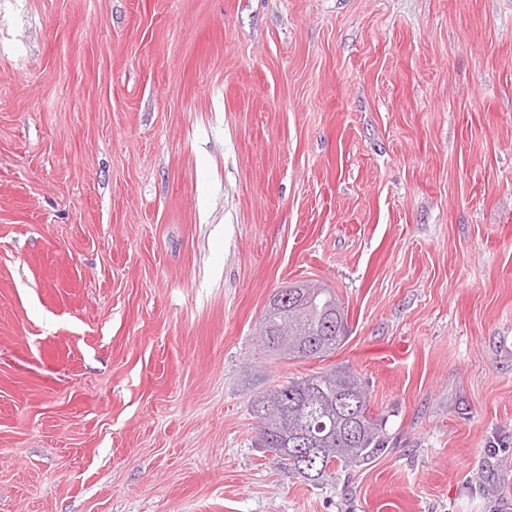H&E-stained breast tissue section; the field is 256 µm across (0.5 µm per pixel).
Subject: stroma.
<instances>
[{
	"label": "stroma",
	"instance_id": "35a3bbf8",
	"mask_svg": "<svg viewBox=\"0 0 512 512\" xmlns=\"http://www.w3.org/2000/svg\"><path fill=\"white\" fill-rule=\"evenodd\" d=\"M333 289L321 358L258 343ZM348 367L386 449L255 447ZM512 0H0V512H512ZM291 287L288 291L296 301L288 302V292L283 290L275 305H288L274 310L268 305L265 310L258 334L263 348L288 358L323 357L335 351L348 331L339 298L329 288L307 284ZM346 367H334L272 386L256 396V444L273 450L284 469L322 486L339 473L370 464L384 448L382 421Z\"/></svg>",
	"mask_w": 512,
	"mask_h": 512
}]
</instances>
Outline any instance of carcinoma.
Segmentation results:
<instances>
[{"instance_id": "1", "label": "carcinoma", "mask_w": 512, "mask_h": 512, "mask_svg": "<svg viewBox=\"0 0 512 512\" xmlns=\"http://www.w3.org/2000/svg\"><path fill=\"white\" fill-rule=\"evenodd\" d=\"M296 300L265 310L261 345L288 358L333 352L348 331L345 309L329 288L298 285ZM256 444L273 450L285 471L322 486L340 473L371 463L384 451L382 421L369 409L368 394L346 367H334L272 386L256 396Z\"/></svg>"}]
</instances>
